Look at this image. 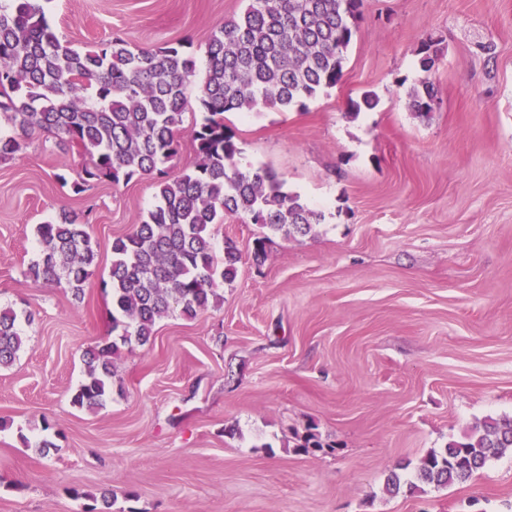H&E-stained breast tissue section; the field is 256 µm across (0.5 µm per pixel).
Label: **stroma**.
<instances>
[{
  "mask_svg": "<svg viewBox=\"0 0 512 512\" xmlns=\"http://www.w3.org/2000/svg\"><path fill=\"white\" fill-rule=\"evenodd\" d=\"M246 0H47L57 36L77 49L118 35L131 47L190 43L206 66L212 32ZM443 56L418 66L427 37ZM491 52H484V45ZM437 88L429 118L407 91ZM375 91V109L350 100ZM185 134L165 163L190 171ZM240 166L265 164L323 215L314 233L273 236L229 216L240 271L224 302L161 320L151 343L122 347L112 398L71 399L83 355L111 341L101 285L112 241L154 204L150 180L72 187L85 159L45 133L0 161V304L31 313L25 346L0 370V512H505L512 453L461 485L387 492L485 418L512 417V0H364L342 81L305 109L228 113ZM78 214L98 243L83 301L26 277L36 227ZM315 424L330 453L298 454ZM49 438L40 456L34 445Z\"/></svg>",
  "mask_w": 512,
  "mask_h": 512,
  "instance_id": "35a3bbf8",
  "label": "stroma"
}]
</instances>
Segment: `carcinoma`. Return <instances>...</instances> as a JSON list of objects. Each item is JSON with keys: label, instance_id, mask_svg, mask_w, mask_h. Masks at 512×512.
I'll use <instances>...</instances> for the list:
<instances>
[{"label": "carcinoma", "instance_id": "obj_1", "mask_svg": "<svg viewBox=\"0 0 512 512\" xmlns=\"http://www.w3.org/2000/svg\"><path fill=\"white\" fill-rule=\"evenodd\" d=\"M363 0H248L244 11L212 34L198 102L206 116L190 130L196 161L180 178L165 179L161 165L178 151L187 90L196 83V61L182 42L132 50L115 36L85 50L62 42L50 26L42 0H0V112L15 133L0 136V160L10 159L36 132L78 147L88 158L77 193L106 177L129 183L151 177L155 204L133 230L112 241L109 280L112 296L111 343L84 354V381L73 404L90 411L112 398L113 357L120 346H144L158 321L176 312L194 318L217 306L218 283L231 284L241 253L215 230L224 218L245 215L267 230L256 240L253 262L265 260L270 236H306L322 221L301 197L285 188L273 169H245L236 135L224 124L227 112L262 108L289 111L343 77ZM441 56L440 42L421 45L418 65L429 73ZM419 116L435 110L437 92L429 80L407 93ZM365 91L350 102V115L378 106ZM88 224L62 213L36 226L37 259L26 275L79 299L98 256ZM30 315L0 307V369L13 365ZM512 452V420L487 419L459 441L425 455L417 467L421 482L462 484L494 459Z\"/></svg>", "mask_w": 512, "mask_h": 512}]
</instances>
